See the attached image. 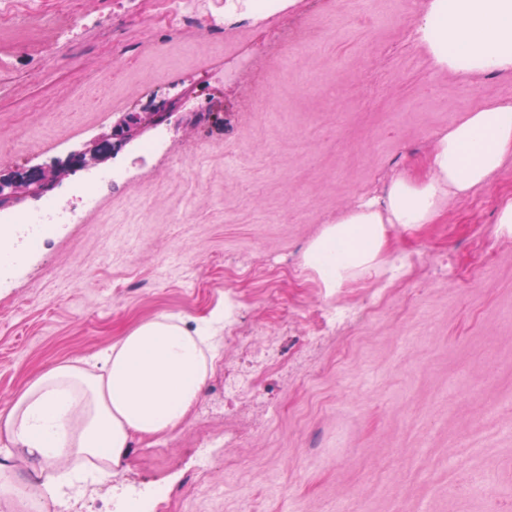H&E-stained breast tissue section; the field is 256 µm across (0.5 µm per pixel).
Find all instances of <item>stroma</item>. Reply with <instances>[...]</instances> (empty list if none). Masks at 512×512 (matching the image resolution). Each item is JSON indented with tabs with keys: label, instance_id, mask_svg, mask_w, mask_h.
Masks as SVG:
<instances>
[{
	"label": "stroma",
	"instance_id": "obj_1",
	"mask_svg": "<svg viewBox=\"0 0 512 512\" xmlns=\"http://www.w3.org/2000/svg\"><path fill=\"white\" fill-rule=\"evenodd\" d=\"M11 3L0 177L92 141L98 170L124 176L0 275V408L141 320L192 328L233 303L200 400L172 432L135 439L118 484L165 488L159 512H512V238L495 232L512 156L435 223L390 229L406 260L392 279L330 293L302 266L325 225L423 172L469 111L512 101V72L437 70L412 35L426 0H298L260 29L183 23L160 0ZM243 56L252 66L212 91L206 121L170 134L168 157L105 142L122 113L197 93ZM368 299L363 319L314 335L328 306ZM254 342L274 365L253 370ZM250 370L259 398L225 401V374ZM472 477L486 494L466 491Z\"/></svg>",
	"mask_w": 512,
	"mask_h": 512
}]
</instances>
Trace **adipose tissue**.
Listing matches in <instances>:
<instances>
[{
	"mask_svg": "<svg viewBox=\"0 0 512 512\" xmlns=\"http://www.w3.org/2000/svg\"><path fill=\"white\" fill-rule=\"evenodd\" d=\"M414 36L434 65L469 75L512 72V0H428ZM512 155V102L469 112L439 135L426 172L398 176L384 198H367L326 225L303 265L325 288L364 278L388 263V231L433 223L446 202L470 195ZM223 311L195 328L173 315L140 322L98 353L57 364L23 386L0 409V486L21 458L66 460L71 469L45 486L53 500L67 487L96 482L122 468L138 437L174 430L200 399L216 357L212 343Z\"/></svg>",
	"mask_w": 512,
	"mask_h": 512,
	"instance_id": "1",
	"label": "adipose tissue"
}]
</instances>
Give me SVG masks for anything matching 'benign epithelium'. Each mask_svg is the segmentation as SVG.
I'll use <instances>...</instances> for the list:
<instances>
[{
  "instance_id": "1",
  "label": "benign epithelium",
  "mask_w": 512,
  "mask_h": 512,
  "mask_svg": "<svg viewBox=\"0 0 512 512\" xmlns=\"http://www.w3.org/2000/svg\"><path fill=\"white\" fill-rule=\"evenodd\" d=\"M184 97L180 92L157 102L150 101L137 111L127 112L117 119L107 138L112 140V150H119L136 141L146 131L169 122L177 112V104ZM98 144L89 143L83 150L70 155L54 167L34 174H17L0 179V209L17 205L31 197H39L57 185L61 176L76 170L92 168L98 164Z\"/></svg>"
}]
</instances>
